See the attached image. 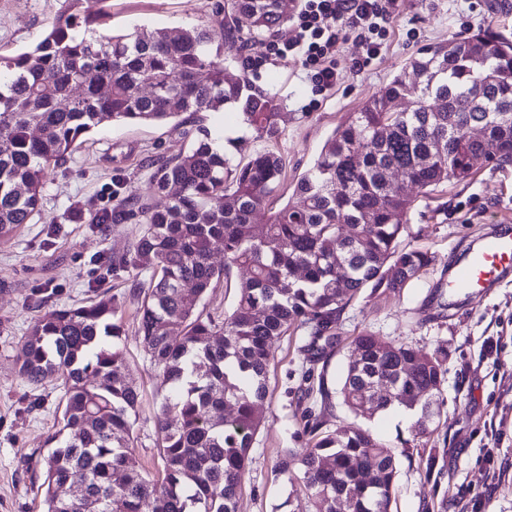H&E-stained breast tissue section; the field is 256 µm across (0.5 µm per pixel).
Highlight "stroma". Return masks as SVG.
Listing matches in <instances>:
<instances>
[{"label":"stroma","mask_w":512,"mask_h":512,"mask_svg":"<svg viewBox=\"0 0 512 512\" xmlns=\"http://www.w3.org/2000/svg\"><path fill=\"white\" fill-rule=\"evenodd\" d=\"M65 0H0V57L36 46ZM224 0H112L114 31L218 28ZM481 34L512 42V0H398V9L377 57L364 60L361 45L343 43L336 53L338 81L315 92L300 62H256L245 71L257 90L275 95L280 118L274 138L246 132L228 146L234 159L266 148L285 161L278 191L266 211L293 198L298 180L333 130L394 76L409 70L419 49ZM196 116L172 124L103 123L80 138L65 164L49 170L42 204L32 222L0 241V512H47L42 479L25 473L24 460L50 450L64 405L60 381L33 384L18 372L22 342L31 327L39 290H52L51 305L69 308L93 298L99 280L117 297L126 333L119 347L126 374L139 387L141 405L133 426L135 455L150 474L163 467L155 446L161 396L138 336L131 296L134 271H110L106 259L129 249L138 226L89 224L90 214L111 204L112 192L145 193L158 162L186 151ZM512 221V163L476 165L470 177L418 195L409 214L404 245L432 253L434 263L398 293L364 289L345 310L329 350L328 385L338 387L350 344L363 332L396 344L448 352L440 429L432 437L385 416L361 420L362 428L395 446L399 472L390 512H448L479 496L483 512H512V281L468 301L442 302L441 285L458 248L479 229ZM300 335L282 337L272 348L265 420L250 451L251 462L237 496L236 512H313L300 481L277 475L285 449L301 451L307 439L296 416L302 357ZM441 474L425 476L430 458Z\"/></svg>","instance_id":"35a3bbf8"}]
</instances>
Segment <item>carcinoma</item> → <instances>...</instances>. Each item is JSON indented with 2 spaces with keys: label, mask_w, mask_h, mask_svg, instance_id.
Wrapping results in <instances>:
<instances>
[{
  "label": "carcinoma",
  "mask_w": 512,
  "mask_h": 512,
  "mask_svg": "<svg viewBox=\"0 0 512 512\" xmlns=\"http://www.w3.org/2000/svg\"><path fill=\"white\" fill-rule=\"evenodd\" d=\"M60 14L33 49L0 58L9 78L0 90V240L38 212L50 164L66 161L81 135L105 122H174L187 112L242 107L257 136H273L274 97L232 72L237 53L261 45L288 22L286 0H227L222 31L135 29L104 35L111 0L93 17ZM415 81L396 76L338 126L299 179L296 200L257 224L277 190L281 156L271 149L234 164L223 129L198 125L190 149L161 164L145 195L129 193L94 224L140 218L132 249L112 269L149 273L134 289L138 335L165 391L156 418L162 477L151 478L134 453L131 417L140 390L127 380L115 298L98 284L89 302L35 304L22 343L21 374L60 380L65 405L55 448L36 461L47 512H236L250 448L264 419L271 347L301 332L300 387L315 389L302 410L308 448L277 463L298 469L314 512H389L397 454L354 426L324 429L337 396L371 418L398 402L417 411L412 429L438 430L446 379L442 348L429 352L370 333L356 336L339 388L318 370L336 342L342 314L364 288L396 292L433 262L401 246L413 193L465 180L475 156L512 160V44L491 38L450 40L411 60ZM477 127L479 140L466 136ZM163 195L168 204L150 203ZM224 262L212 261L214 253ZM237 277L236 302L224 316L204 297ZM82 493L74 497L72 486Z\"/></svg>",
  "instance_id": "cac0c4a2"
}]
</instances>
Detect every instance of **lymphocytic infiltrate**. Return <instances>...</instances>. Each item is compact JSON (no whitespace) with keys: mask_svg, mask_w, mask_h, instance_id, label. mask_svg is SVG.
Returning a JSON list of instances; mask_svg holds the SVG:
<instances>
[{"mask_svg":"<svg viewBox=\"0 0 512 512\" xmlns=\"http://www.w3.org/2000/svg\"><path fill=\"white\" fill-rule=\"evenodd\" d=\"M396 8L397 0H305L294 36L269 43L266 52L275 61H301L317 91H329L337 82L338 46L353 38L367 57L377 56Z\"/></svg>","mask_w":512,"mask_h":512,"instance_id":"1","label":"lymphocytic infiltrate"}]
</instances>
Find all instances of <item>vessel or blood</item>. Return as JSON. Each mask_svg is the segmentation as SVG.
<instances>
[{
	"label": "vessel or blood",
	"instance_id": "vessel-or-blood-1",
	"mask_svg": "<svg viewBox=\"0 0 512 512\" xmlns=\"http://www.w3.org/2000/svg\"><path fill=\"white\" fill-rule=\"evenodd\" d=\"M512 278V225L503 223L481 234L448 267V295L470 299Z\"/></svg>",
	"mask_w": 512,
	"mask_h": 512
}]
</instances>
